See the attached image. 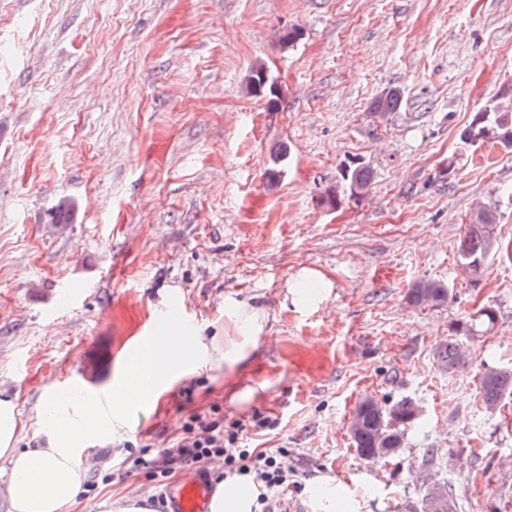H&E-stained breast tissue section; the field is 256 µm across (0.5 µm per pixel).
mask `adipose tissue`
<instances>
[{
    "instance_id": "ef3b65f1",
    "label": "adipose tissue",
    "mask_w": 512,
    "mask_h": 512,
    "mask_svg": "<svg viewBox=\"0 0 512 512\" xmlns=\"http://www.w3.org/2000/svg\"><path fill=\"white\" fill-rule=\"evenodd\" d=\"M269 315L261 307L232 298L224 301V381L233 383L268 334ZM207 354L201 336L177 334L162 346L145 344L134 366L112 394L107 410L81 402L53 411L47 445L20 449L19 413L13 400L0 399V461L9 467L7 485L9 512H70L85 480L83 445L94 436L113 437V422L124 418L131 404L155 402L175 375L187 369L186 350ZM371 481L363 475L312 479L307 506L310 512H386L388 504L369 491ZM259 485L249 477L234 475L221 480L209 503L210 512H258Z\"/></svg>"
}]
</instances>
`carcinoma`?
I'll list each match as a JSON object with an SVG mask.
<instances>
[{
    "label": "carcinoma",
    "instance_id": "carcinoma-1",
    "mask_svg": "<svg viewBox=\"0 0 512 512\" xmlns=\"http://www.w3.org/2000/svg\"><path fill=\"white\" fill-rule=\"evenodd\" d=\"M248 91L263 100L268 111L279 110L281 91L270 80L264 65L252 69ZM400 103L401 93L395 89L379 97L372 104V110L392 112ZM460 138L473 145L495 142L512 148V113L497 110L477 112L460 132ZM370 182V169L360 162L351 163L341 169L337 188L325 190L322 201L336 205L341 191L359 197L367 191ZM74 213V202L68 197H61L48 212L49 223L70 224ZM495 223L494 211L480 207L472 213L468 230L460 240L458 255L461 267L474 280L482 276L487 257L499 249L497 237L493 234ZM451 299L448 286L437 280H419L408 291L409 302L417 307L439 308L447 305ZM496 322V311L484 307L453 323L450 327L451 337L433 347L432 358L436 367L444 373L465 367L470 359V351L459 337L480 338L489 333ZM480 393L485 409H496L505 396L512 394V370L486 369L481 376ZM420 415L418 404L408 397L392 404L373 395L364 397L357 403L350 422V435L357 454L368 463L393 457L405 445L407 428L414 425Z\"/></svg>",
    "mask_w": 512,
    "mask_h": 512
}]
</instances>
